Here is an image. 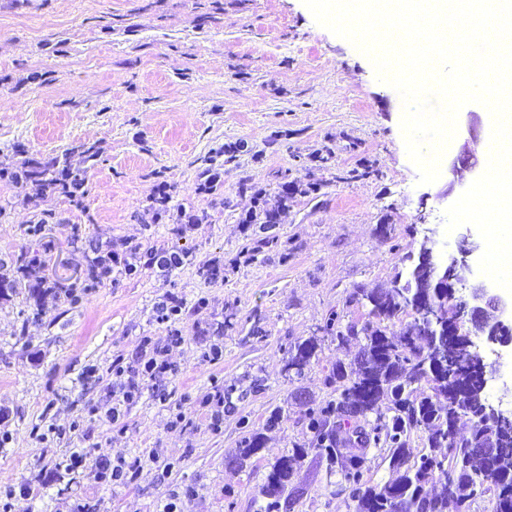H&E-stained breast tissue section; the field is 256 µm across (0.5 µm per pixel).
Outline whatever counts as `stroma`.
<instances>
[{
    "label": "stroma",
    "mask_w": 512,
    "mask_h": 512,
    "mask_svg": "<svg viewBox=\"0 0 512 512\" xmlns=\"http://www.w3.org/2000/svg\"><path fill=\"white\" fill-rule=\"evenodd\" d=\"M464 109L481 117L478 138L456 131L447 151L476 149L487 165L492 117L476 102ZM403 115L371 57L303 0H0V168L63 154L88 188L76 204L0 180V262H38L32 276L0 280V428L11 435L0 498L14 491L12 512H258L271 464L312 437L294 393L338 397L327 375L360 348L328 336V318L366 322L353 292L403 284L428 229L457 242L448 161L421 183ZM214 166L222 187L199 192ZM162 183L169 214L152 224ZM258 189L278 215L264 228L245 221ZM107 245L123 258L176 251L183 263L116 272L68 300L63 286ZM173 297L183 316L159 322ZM146 336L169 346L172 369L117 404L112 363H133ZM310 338L316 355L294 374L288 350ZM91 403L119 405L124 432L102 417L87 422L90 440L70 431ZM276 410L280 425L265 429ZM247 426L262 431V448L229 465ZM89 441L100 450L67 471L71 449ZM103 452L140 458L135 480H98ZM289 492L287 512L353 510L338 469L312 453Z\"/></svg>",
    "instance_id": "stroma-1"
}]
</instances>
